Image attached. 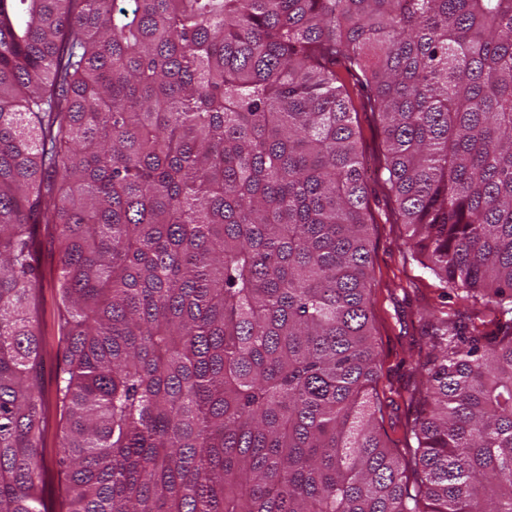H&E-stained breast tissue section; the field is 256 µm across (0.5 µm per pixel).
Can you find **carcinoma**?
<instances>
[{"instance_id": "carcinoma-1", "label": "carcinoma", "mask_w": 512, "mask_h": 512, "mask_svg": "<svg viewBox=\"0 0 512 512\" xmlns=\"http://www.w3.org/2000/svg\"><path fill=\"white\" fill-rule=\"evenodd\" d=\"M0 0V512H512V0ZM428 311L383 428L353 97ZM52 235L42 231L38 251V264L42 274L38 289V329L41 334L43 368L39 376L42 395L48 409V425L42 441L45 472L42 481L53 512L67 511V487L63 474L56 464L60 456L62 420L56 398L55 378L62 366L63 346L58 334L60 296L58 289V267L51 246Z\"/></svg>"}]
</instances>
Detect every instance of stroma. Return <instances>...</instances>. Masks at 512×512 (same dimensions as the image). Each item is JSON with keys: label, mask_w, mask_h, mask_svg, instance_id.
Returning a JSON list of instances; mask_svg holds the SVG:
<instances>
[{"label": "stroma", "mask_w": 512, "mask_h": 512, "mask_svg": "<svg viewBox=\"0 0 512 512\" xmlns=\"http://www.w3.org/2000/svg\"><path fill=\"white\" fill-rule=\"evenodd\" d=\"M359 145L369 162L370 288L374 309L377 352L376 388L385 405L384 426L400 437L413 410L408 393L416 381L415 367L423 346L420 312L425 308L454 310L463 303L456 294H444L429 269L411 258L406 246V228L391 217L392 198L376 180L375 169L382 153L378 120L369 112L357 115ZM52 236L42 233L38 264L42 274L38 290V329L41 334L43 368L39 376L48 409V425L42 441L45 472L42 480L53 512H67V487L56 461L60 455L62 420L56 398L55 378L62 364L63 346L58 336L60 296L58 267L51 246Z\"/></svg>", "instance_id": "stroma-1"}]
</instances>
